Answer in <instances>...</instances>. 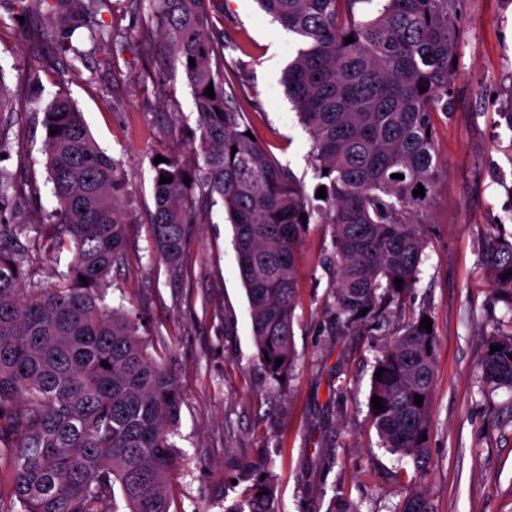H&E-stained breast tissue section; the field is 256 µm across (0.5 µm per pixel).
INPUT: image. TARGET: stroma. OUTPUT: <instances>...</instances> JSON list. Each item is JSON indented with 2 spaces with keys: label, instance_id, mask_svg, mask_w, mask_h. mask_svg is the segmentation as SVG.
Masks as SVG:
<instances>
[{
  "label": "stroma",
  "instance_id": "35a3bbf8",
  "mask_svg": "<svg viewBox=\"0 0 512 512\" xmlns=\"http://www.w3.org/2000/svg\"><path fill=\"white\" fill-rule=\"evenodd\" d=\"M146 0H112L119 37L104 47L112 63L71 59L47 44L15 38L9 0H0V70L15 97L13 148L0 166L21 193L0 207L44 216L56 206L46 183L45 130L33 108L66 93L127 183V264L113 271L107 301L137 313L149 351L178 379L182 403L174 437L172 512H233L256 487H272L279 512H326L335 495L362 512H391L414 478L409 459L380 448L367 416L374 364L387 328L330 334L329 225L309 224L297 263L293 374L274 380L256 358L249 305L223 204L190 225L180 271L153 253V158L198 146L186 80L149 69L146 47L123 42L141 27ZM224 36L227 79L255 142L291 169L307 195L317 181L311 139L281 83L298 42L256 0H214ZM463 38L451 112L435 113L440 175L428 211L419 280L401 321L428 309L438 337L426 481L433 512H512V404L488 409L477 392L483 339L500 314L477 264L489 230L512 233V130L499 114L512 103V0H464ZM38 81H30L31 66Z\"/></svg>",
  "mask_w": 512,
  "mask_h": 512
}]
</instances>
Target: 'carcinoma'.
<instances>
[{
    "instance_id": "cac0c4a2",
    "label": "carcinoma",
    "mask_w": 512,
    "mask_h": 512,
    "mask_svg": "<svg viewBox=\"0 0 512 512\" xmlns=\"http://www.w3.org/2000/svg\"><path fill=\"white\" fill-rule=\"evenodd\" d=\"M149 2L146 34L157 38L148 42L151 58L180 65L199 131L196 150L152 165L155 255L179 269L188 226L222 201L256 357L274 378L295 365L297 257L312 219L332 228L326 310L335 330L395 317L415 288L427 244L425 216L439 178L433 114L452 109L463 0H258L299 44L284 81L309 132L324 198L306 196L291 170L246 135L224 88V41L211 0ZM13 3L33 22L14 30L17 38L83 25L96 48L112 29L95 16V0ZM53 50L87 59L67 35ZM210 85L212 98L204 95ZM42 125L59 128L43 143L54 221L35 227L19 214L0 224V512H105L108 502L112 512L120 502L125 512H171L181 391L166 362L148 351L136 315L106 303L112 271L127 263L126 182L65 93L46 103ZM162 175L172 182L160 183ZM420 185L425 195L413 196ZM32 231L69 251L50 289L28 283L31 251L23 240ZM477 262L504 306L479 363L480 392L490 402L498 390L512 391V274L501 278L512 271V240L488 238ZM427 315L395 333L369 390L383 400L382 409H368L381 446L415 468L394 512H432L423 488L429 441L421 436L431 432L438 340L420 326ZM492 345L501 350L490 352ZM236 512L278 510L272 494L254 492Z\"/></svg>"
}]
</instances>
